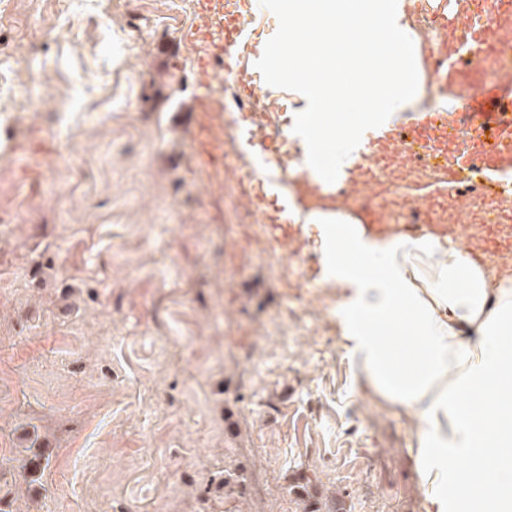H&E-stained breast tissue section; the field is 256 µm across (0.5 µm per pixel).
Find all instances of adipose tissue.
<instances>
[{"mask_svg": "<svg viewBox=\"0 0 512 512\" xmlns=\"http://www.w3.org/2000/svg\"><path fill=\"white\" fill-rule=\"evenodd\" d=\"M280 19L281 43L312 31L323 50L297 53L288 81L305 84L301 109L337 172L355 136L326 119L330 101L373 123L420 110L427 45L413 0H282ZM292 190L310 204L296 221L322 225L316 249L336 262V325L358 380L410 415L425 512H512V271L448 236L367 237L340 198L309 180ZM481 389L492 405L475 400Z\"/></svg>", "mask_w": 512, "mask_h": 512, "instance_id": "obj_1", "label": "adipose tissue"}]
</instances>
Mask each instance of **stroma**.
<instances>
[{"label":"stroma","instance_id":"obj_1","mask_svg":"<svg viewBox=\"0 0 512 512\" xmlns=\"http://www.w3.org/2000/svg\"><path fill=\"white\" fill-rule=\"evenodd\" d=\"M100 5L0 0V498L303 512L300 484L424 512L410 421L355 380L334 290L265 250L239 161L186 118L196 6Z\"/></svg>","mask_w":512,"mask_h":512}]
</instances>
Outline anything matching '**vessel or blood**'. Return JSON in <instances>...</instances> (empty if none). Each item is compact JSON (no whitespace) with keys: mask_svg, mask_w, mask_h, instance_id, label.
<instances>
[{"mask_svg":"<svg viewBox=\"0 0 512 512\" xmlns=\"http://www.w3.org/2000/svg\"><path fill=\"white\" fill-rule=\"evenodd\" d=\"M432 22L443 43L461 47L480 45L490 51L501 31L512 30V0H480L477 10L466 9L467 0H434ZM273 0H264L262 11L243 15L237 0H206L212 23L224 32L227 56L224 78H217L211 58L199 63L193 103L207 109L211 101L222 94L221 80H235L243 71L273 88V94L286 108L297 105L296 86L277 81L272 60L279 50L277 40H261L258 30L265 12L271 11ZM431 81L441 95H454L455 111L413 112L405 119L371 128L356 142L355 173L365 174L375 166L385 164L393 150L408 148L423 157L434 171V180L423 185L421 199L433 200L450 187L476 186L483 195L498 196L512 186V80L489 82L477 68L462 67L453 53H446L431 75ZM305 179L311 169H318L323 184L342 188L346 177L322 168L319 146L298 137L289 145ZM283 173L273 172L249 179L247 188L252 200L271 209L273 222L268 236L277 247H290L292 253H302L308 245L307 227L294 223L292 212L299 201L285 193ZM424 232L454 234L462 238L469 258L486 261L493 256L512 257V226L490 216L479 231L469 225L427 224Z\"/></svg>","mask_w":512,"mask_h":512,"instance_id":"vessel-or-blood-1","label":"vessel or blood"}]
</instances>
